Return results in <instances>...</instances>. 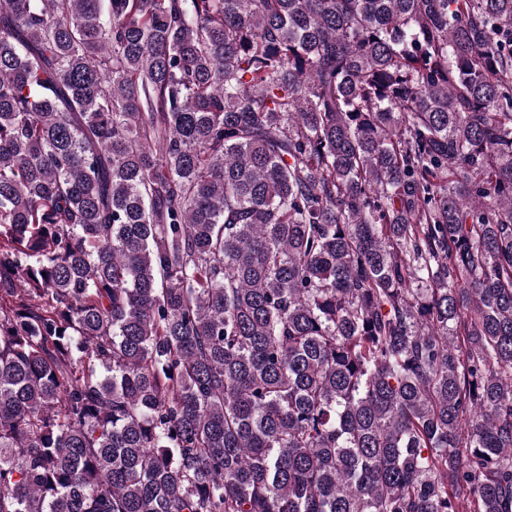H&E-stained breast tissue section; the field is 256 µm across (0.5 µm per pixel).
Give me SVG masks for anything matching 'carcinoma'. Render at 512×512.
Segmentation results:
<instances>
[{
    "mask_svg": "<svg viewBox=\"0 0 512 512\" xmlns=\"http://www.w3.org/2000/svg\"><path fill=\"white\" fill-rule=\"evenodd\" d=\"M0 512H512V0H0Z\"/></svg>",
    "mask_w": 512,
    "mask_h": 512,
    "instance_id": "cac0c4a2",
    "label": "carcinoma"
}]
</instances>
